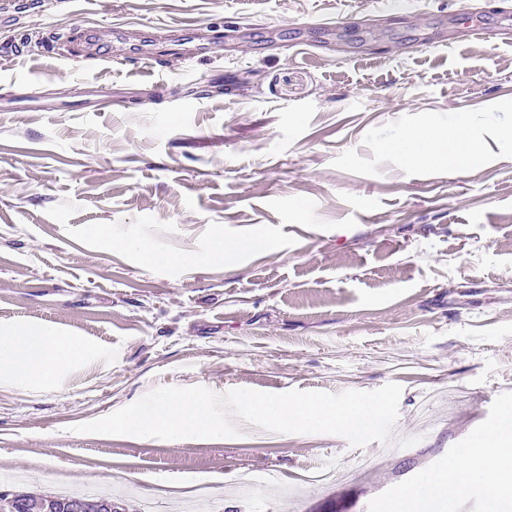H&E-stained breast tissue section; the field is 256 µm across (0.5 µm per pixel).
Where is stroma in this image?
<instances>
[{
	"mask_svg": "<svg viewBox=\"0 0 512 512\" xmlns=\"http://www.w3.org/2000/svg\"><path fill=\"white\" fill-rule=\"evenodd\" d=\"M17 23L72 38L0 54V336L82 354L0 373V490L183 512L206 482L203 512H382L512 410V0H36ZM83 26L159 69L88 58ZM460 113L476 164L383 149ZM218 234L266 244L214 264ZM390 382L392 438L362 448L75 430L159 387Z\"/></svg>",
	"mask_w": 512,
	"mask_h": 512,
	"instance_id": "35a3bbf8",
	"label": "stroma"
}]
</instances>
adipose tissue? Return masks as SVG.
<instances>
[{
  "instance_id": "adipose-tissue-1",
  "label": "adipose tissue",
  "mask_w": 512,
  "mask_h": 512,
  "mask_svg": "<svg viewBox=\"0 0 512 512\" xmlns=\"http://www.w3.org/2000/svg\"><path fill=\"white\" fill-rule=\"evenodd\" d=\"M405 165L418 166L444 160L468 166L482 156L479 142L467 132L464 117H457L451 134L437 138L411 132L393 144ZM76 350L69 340L34 328H23L0 338V368L19 376H46L71 362ZM495 479L486 490L487 512H512V411H505L488 435L462 448L450 469L429 475L418 486L396 492L385 512H449L466 498L472 484L486 472Z\"/></svg>"
}]
</instances>
